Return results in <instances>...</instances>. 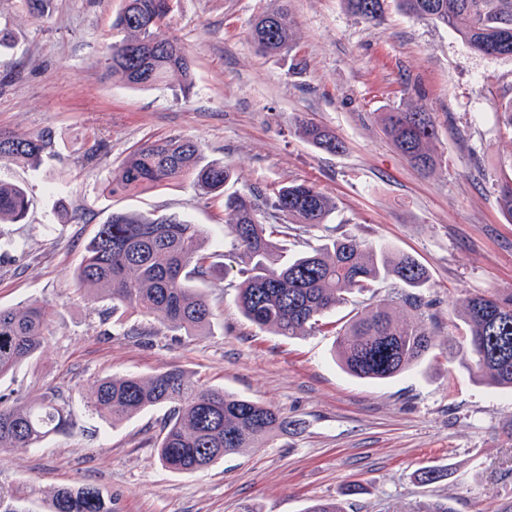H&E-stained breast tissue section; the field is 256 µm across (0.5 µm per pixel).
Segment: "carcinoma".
Masks as SVG:
<instances>
[{"mask_svg":"<svg viewBox=\"0 0 512 512\" xmlns=\"http://www.w3.org/2000/svg\"><path fill=\"white\" fill-rule=\"evenodd\" d=\"M352 14L368 23L379 20L384 0H344ZM404 14L440 23L470 49L485 56L512 57V0H395ZM171 0H124L113 28L121 37L109 46L107 70L131 86L174 87L187 95L193 86L191 59L180 43L162 33ZM253 42L277 53L294 41L293 20L284 6L251 27ZM384 133L414 167L433 171L438 163L431 113L421 107L383 113ZM312 146L334 153L343 148L333 131L306 118L295 120ZM51 148L50 133L0 136V160L40 167ZM187 178L203 196L222 194L232 179L224 162H203L200 145L171 136L140 145L112 172L110 193L136 192L177 184ZM501 207L512 218V174L497 183ZM30 199L25 186L0 182V224L22 221ZM336 203L315 185L290 182L269 196L253 189L224 198V237L237 253L241 278L230 283L242 315L279 336H305L328 329L336 336L333 358L348 374L385 380L412 370L433 348L430 304L420 293L426 268L413 256L390 246H367L352 236H327L317 248L286 262L278 240H299L324 226ZM204 231L174 215L114 212L99 225L75 271L89 298L105 293L112 313L131 310L164 329L189 336L210 326L207 295L193 285L213 267L199 253ZM387 282L389 293L350 315L341 326L327 314L349 298ZM414 311L401 322L395 309ZM52 307L34 300L0 309V377L34 357L47 341ZM469 368L487 384L512 389V290L473 294L464 302ZM87 406L116 423L145 409L167 408L159 439V462L174 473L208 469L226 456L259 448L297 426L283 413L257 400L193 380L177 368L149 377L125 376L98 381ZM70 426L66 400L58 390L37 401L0 395V449L39 447ZM119 512L117 498L90 485L59 487L44 497L29 483L0 484V512ZM305 512H346L341 499L317 501Z\"/></svg>","mask_w":512,"mask_h":512,"instance_id":"cac0c4a2","label":"carcinoma"}]
</instances>
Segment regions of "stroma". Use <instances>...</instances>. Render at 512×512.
Instances as JSON below:
<instances>
[{
    "label": "stroma",
    "instance_id": "35a3bbf8",
    "mask_svg": "<svg viewBox=\"0 0 512 512\" xmlns=\"http://www.w3.org/2000/svg\"><path fill=\"white\" fill-rule=\"evenodd\" d=\"M122 0H55L41 17L25 0H0V133L43 132L52 152L38 170L0 162V181L25 185V219L0 224V308L30 300L53 305L43 349L0 378V394L66 397L71 426L30 450L0 451V484L28 482L52 492L89 484L112 490L120 512H304L338 498L347 512H417L450 500L456 512L512 505V390L479 384L465 367L460 308L470 294L512 289V219L497 179L512 170V58L471 50L450 29L400 13L393 0L377 23L344 0H172L165 35L193 61V88H133L107 74L112 20ZM287 8L291 52L265 53L250 38L254 20ZM422 107L436 124L434 173L425 175L391 146L380 115ZM303 116L336 131L331 154L295 129ZM196 140L204 161L233 170L227 192L273 193L307 181L336 208L322 234H346L412 254L428 270L435 346L413 370L384 382L346 374L332 358L333 335L287 338L259 329L233 302L238 261L224 242V200L190 183L110 195L112 171L146 141ZM175 214L203 225L200 250L215 265L201 286L214 316L193 335H128L135 314L105 318L108 297L88 300L74 271L98 224L112 213ZM171 367L192 379L260 400L299 430L262 448L178 474L151 444L165 418L149 409L114 424L93 414L98 380L148 376ZM441 470L420 482L422 468Z\"/></svg>",
    "mask_w": 512,
    "mask_h": 512
}]
</instances>
